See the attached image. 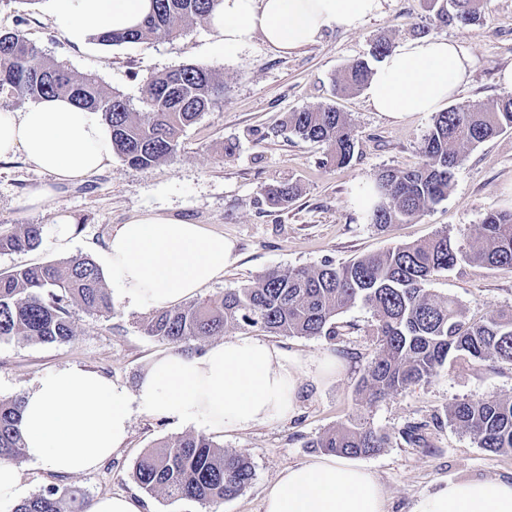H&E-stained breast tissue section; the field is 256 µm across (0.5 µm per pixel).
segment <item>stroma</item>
<instances>
[{
  "mask_svg": "<svg viewBox=\"0 0 512 512\" xmlns=\"http://www.w3.org/2000/svg\"><path fill=\"white\" fill-rule=\"evenodd\" d=\"M24 30L48 56L75 74L97 75L105 86L138 99L141 80L186 64L211 70L224 83V97L213 110L187 127L173 157L153 167L132 170L120 157L81 183L59 184L41 207L27 196L52 182L22 157L0 160V228L15 224L44 227L39 247L0 253V271L59 262L83 255L99 259L114 225L133 214L153 211L204 225L234 242L238 262L199 292L206 299L230 284H250L272 269L340 264L386 251L445 231L473 236L494 211L512 210V131L463 150L445 200L420 218L385 229L370 224L355 192L385 169H407L422 160L420 145L432 122L427 112L392 118L373 111L364 93L337 97L335 80L353 62L370 57L377 37L392 46L414 38L445 37L470 58L468 82L456 104L484 103L512 95L498 82L512 66V0H489L477 25H436L427 0H382L379 14L362 29L336 28L316 44L281 54L261 38L225 51L209 26L194 24L172 40L96 45L83 51L70 46L53 28L45 0L26 4L0 0V32ZM333 104L358 131L353 160L346 166L324 165V145L304 141L283 125L288 112ZM293 183L299 195L288 208L272 207L263 194L269 184ZM74 219L67 247H59L52 222L57 215ZM430 289L452 297L468 320L486 319L512 307V272L462 263L439 274ZM75 334L61 343H0V399L23 397L37 377L68 365L92 369L126 392H134L150 362L169 352V344L148 336L150 310L115 308L111 316L71 309ZM355 330L340 340L284 336L280 342L304 359L335 356L339 370L309 385L295 413L286 421L229 437L213 435L229 452L246 453L255 477L240 495L201 503L145 494L132 478L137 458L160 442L198 434L193 425L175 427L136 413L125 445L98 468L71 475L45 472L30 460L18 462L25 496L54 485L81 489L87 500L127 495L146 500L150 512H263L267 488L291 466L319 458L310 443L339 424L363 417L386 432L390 441L361 465L382 485L387 512H412L416 502L450 481L512 478V453L477 447L468 433L444 422L448 406L459 400L512 396V369L481 360L448 362L430 382L379 401L357 394L375 338L371 311L355 304L340 316ZM422 428L424 444H407L399 431Z\"/></svg>",
  "mask_w": 512,
  "mask_h": 512,
  "instance_id": "stroma-1",
  "label": "stroma"
}]
</instances>
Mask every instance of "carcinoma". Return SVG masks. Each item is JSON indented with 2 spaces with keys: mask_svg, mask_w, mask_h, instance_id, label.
<instances>
[{
  "mask_svg": "<svg viewBox=\"0 0 512 512\" xmlns=\"http://www.w3.org/2000/svg\"><path fill=\"white\" fill-rule=\"evenodd\" d=\"M219 0H154L140 26L105 31L104 45L177 38L194 23H206ZM487 0H428L440 26L479 24ZM371 70L363 61L349 65L334 84L337 93L364 88ZM18 103L64 95L112 127L116 154L140 170L175 153L180 135L224 95V85L209 69L188 64L143 80L139 105L106 89L93 74L75 75L45 56L22 30L0 34V94ZM288 131L327 146L325 163L343 166L353 159L358 135L348 115L326 104L288 113ZM512 130V97L492 105H462L434 113L421 143L423 160L413 168L385 169L377 177L381 201L371 223L386 228L412 221L448 197L461 149ZM269 204L286 207L297 196L293 185H270ZM39 224H15L0 231V252L35 249L42 242ZM460 262L512 271V211L491 212L479 233L462 244L446 232L413 244L395 246L344 264L330 261L314 268L273 269L253 284L228 285L224 293L156 311L145 333L175 348L235 327L275 335L336 340L353 324L339 316L360 303L372 312L375 348L358 391L378 399L404 391L438 374L448 360L478 359L512 368V308L480 322L466 319L459 303L433 294L430 283ZM110 314L114 306L98 265L86 256L0 272V342H65L74 336L70 308ZM22 402L0 400V459L25 457L19 423ZM448 421L469 433L478 447L512 452V400L491 397L448 406ZM390 436L365 424H341L310 443L338 456L379 452ZM132 476L148 494L201 502L238 496L255 476L251 460L229 453L202 435H185L145 451ZM14 512H85V495L72 488L62 496L46 488L19 503Z\"/></svg>",
  "mask_w": 512,
  "mask_h": 512,
  "instance_id": "1",
  "label": "carcinoma"
}]
</instances>
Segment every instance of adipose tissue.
Masks as SVG:
<instances>
[{
	"label": "adipose tissue",
	"mask_w": 512,
	"mask_h": 512,
	"mask_svg": "<svg viewBox=\"0 0 512 512\" xmlns=\"http://www.w3.org/2000/svg\"><path fill=\"white\" fill-rule=\"evenodd\" d=\"M54 29L89 48L100 33L138 25L152 0H51ZM381 0H219L209 26L225 50L254 38L288 53L326 32L360 29ZM469 58L444 37L409 40L372 71L373 111L437 112L466 83ZM22 155L58 182H82L112 162V132L65 97L0 110V159ZM234 245L202 225L146 211L115 225L103 265L112 300L128 310L166 309L222 278ZM335 358L256 337L228 336L203 353L172 351L151 362L134 394L101 374L70 365L40 377L23 397L19 424L27 457L47 471L86 472L126 442L133 412L227 436L288 419L305 378L336 370ZM264 512H386L383 489L365 467L324 458L286 469L263 499ZM413 512H512V480L449 482Z\"/></svg>",
	"instance_id": "1"
}]
</instances>
